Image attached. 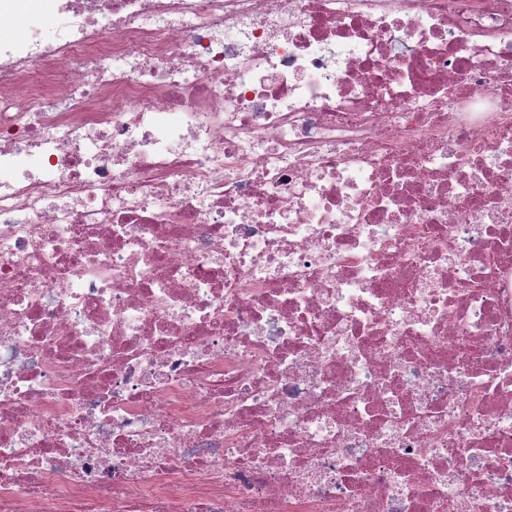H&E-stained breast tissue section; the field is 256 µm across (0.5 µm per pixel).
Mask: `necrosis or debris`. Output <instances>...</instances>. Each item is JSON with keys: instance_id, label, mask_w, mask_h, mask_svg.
<instances>
[{"instance_id": "4bbe7bcc", "label": "necrosis or debris", "mask_w": 512, "mask_h": 512, "mask_svg": "<svg viewBox=\"0 0 512 512\" xmlns=\"http://www.w3.org/2000/svg\"><path fill=\"white\" fill-rule=\"evenodd\" d=\"M17 2L0 512H512V0Z\"/></svg>"}]
</instances>
